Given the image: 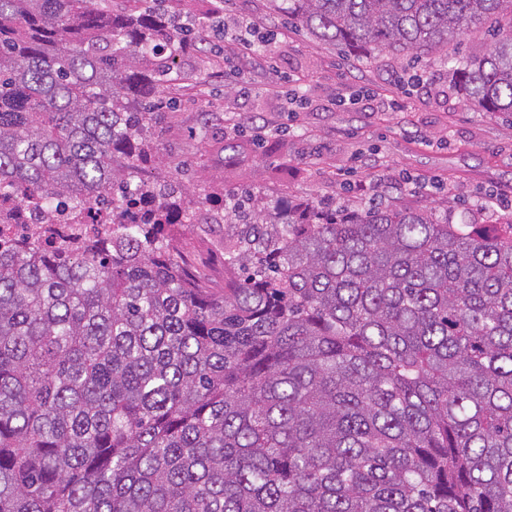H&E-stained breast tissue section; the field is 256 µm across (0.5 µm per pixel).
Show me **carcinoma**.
<instances>
[{
	"label": "carcinoma",
	"instance_id": "1",
	"mask_svg": "<svg viewBox=\"0 0 512 512\" xmlns=\"http://www.w3.org/2000/svg\"><path fill=\"white\" fill-rule=\"evenodd\" d=\"M349 55L438 53L512 114V0H271ZM164 0H0V193L112 240L0 248V512H512V216L222 203L224 287L144 129L181 53ZM178 236L182 241L189 256L194 258V267L200 272L208 274L217 284V288L224 286V253L216 247V244L224 238V224L214 225L207 237L212 241L210 248L200 241L199 231L192 224H177Z\"/></svg>",
	"mask_w": 512,
	"mask_h": 512
}]
</instances>
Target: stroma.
<instances>
[{
	"label": "stroma",
	"mask_w": 512,
	"mask_h": 512,
	"mask_svg": "<svg viewBox=\"0 0 512 512\" xmlns=\"http://www.w3.org/2000/svg\"><path fill=\"white\" fill-rule=\"evenodd\" d=\"M190 21L202 49L180 55L150 126L152 164L190 181L189 199L219 203L245 191L364 210L383 200L447 213L455 224H490L512 213V115L485 112L448 89L454 61L484 50L487 32L460 37L426 67L421 85L399 87L402 63L360 60L288 25L270 0H166ZM250 22L262 68L232 52L225 17ZM177 234L196 270L222 282L224 256L198 230Z\"/></svg>",
	"instance_id": "stroma-1"
}]
</instances>
